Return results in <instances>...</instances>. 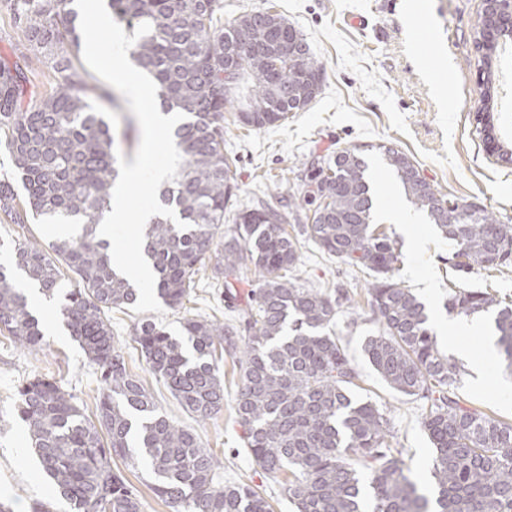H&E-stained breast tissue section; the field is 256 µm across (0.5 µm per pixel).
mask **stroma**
Listing matches in <instances>:
<instances>
[{
  "instance_id": "35a3bbf8",
  "label": "stroma",
  "mask_w": 512,
  "mask_h": 512,
  "mask_svg": "<svg viewBox=\"0 0 512 512\" xmlns=\"http://www.w3.org/2000/svg\"><path fill=\"white\" fill-rule=\"evenodd\" d=\"M223 22L270 9L285 17L306 38L325 76L320 94L301 112L289 114L281 125L261 130L242 126L235 107L224 111V151L237 170L239 206H252L262 194L282 192L298 204L289 224L306 221L304 164L344 148L360 147L368 164L367 178L376 200L389 202L392 217L382 220L386 232L400 244L396 278L425 303L431 322L446 316L450 290L484 288L500 298H512V261L467 278L449 265L451 244L413 211L403 189L388 171L377 144L393 146L419 165L421 173L450 201L466 200L491 210L500 223L512 225V158L490 153L476 120L481 109L478 74L481 59L474 48L475 24L481 0H223ZM365 17L354 26L352 17ZM428 31L435 40L432 59L422 60L408 38L406 26ZM116 132L125 134L123 149L134 155L141 130L122 95L95 99ZM57 236L52 225L11 223L0 215V260L8 261L10 245L31 240L49 244ZM298 283L325 291L349 292L351 302L338 308L332 331L358 374L354 396L370 399L386 414L394 447L416 479L427 477L433 448L422 427L424 403L391 389L370 365L365 339L377 333L368 303L369 273L329 257L313 244L300 251L295 273ZM227 321L231 313L220 289L206 301L194 300L189 310L166 309L150 318L171 334L181 332L186 314ZM114 341L121 347L130 373L144 380L159 407L178 424L195 428L205 447L213 449L226 479L259 488L274 512H295L290 499L247 453L234 408L239 368L230 356L218 365L224 374V410L216 418L197 422L183 411L170 392L149 372L129 333L141 316L132 308L109 311ZM458 396L468 407L512 421V387L504 388L502 367L482 383L471 380L474 359L482 353L479 339L468 341ZM37 374L63 378L66 389L87 416H94L100 384L95 368L69 332L47 333L40 348L26 349L0 334V500L13 512H31L39 501H51L53 512H70L68 503L53 497L40 477L25 424L13 404L19 388Z\"/></svg>"
}]
</instances>
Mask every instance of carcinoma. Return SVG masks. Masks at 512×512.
I'll use <instances>...</instances> for the list:
<instances>
[{
	"instance_id": "cac0c4a2",
	"label": "carcinoma",
	"mask_w": 512,
	"mask_h": 512,
	"mask_svg": "<svg viewBox=\"0 0 512 512\" xmlns=\"http://www.w3.org/2000/svg\"><path fill=\"white\" fill-rule=\"evenodd\" d=\"M3 2L25 53L12 64L0 62V133L26 195L19 198L10 181L0 180V214L13 224L36 216L46 224H81L83 231L57 238L47 250L15 242L14 262L0 264V332L21 347L41 346L17 272L51 297L60 288L63 261L80 287L64 295L62 314L88 363L100 371L93 419L53 376L36 375L19 389L15 411L28 427L40 474L71 512H142L139 497L112 470L115 457L146 466L156 495L172 512H273L253 487L224 480L214 451L159 411L114 344L107 312L134 304L138 291L115 268L109 242L95 234L111 210L120 141L85 98L86 74L76 66L81 31L75 0ZM108 2L129 32L150 24L133 44V59L156 84L161 110L184 115L173 130L182 163L176 178L160 186L158 199L187 227L161 215L145 227L143 253L157 297L184 306L207 268L223 280L226 295L248 270L259 273L246 336H237L234 324L204 317L184 318L177 336L150 320L135 324L132 341L150 373L205 422L224 410L216 351L232 356L239 365L234 403L244 446L273 481L291 475L280 486L296 512H512V422L457 397L463 370L440 352L425 305L395 279L399 244L374 222L362 150L340 149L322 160L312 177L319 196L306 199L312 223L297 225L293 236L283 213L264 201L235 209L238 185L224 155V108L245 80L251 89L236 115L244 126L273 127L307 108L324 68L304 35L298 31L283 44L272 21L286 20L267 9L226 26L221 0ZM39 63L51 69L55 86L40 89ZM232 66L236 83L226 90ZM276 75L288 95L279 93ZM374 149L410 203L454 245L448 263L455 271L469 276L512 257L511 224L475 203L448 202L406 153L383 144ZM302 241L373 273L370 306L379 332L364 351L390 388L425 402L422 425L434 448L431 487L412 476L376 405L352 396L357 373L330 333L340 300L350 298L294 282L290 273ZM445 307L450 314H492L512 372V303L462 289L448 294Z\"/></svg>"
}]
</instances>
